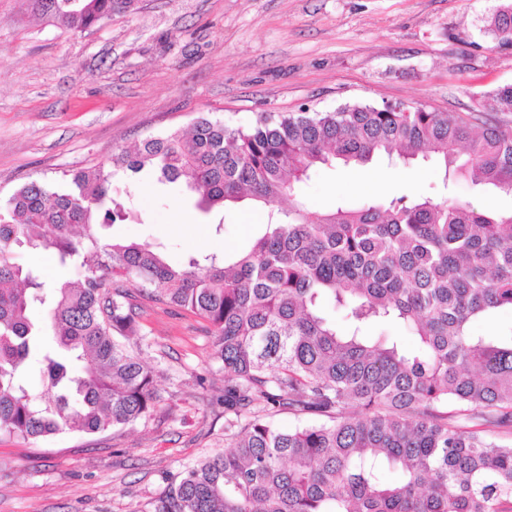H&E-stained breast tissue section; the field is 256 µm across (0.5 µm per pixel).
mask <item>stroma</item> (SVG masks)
<instances>
[{
	"label": "stroma",
	"instance_id": "stroma-1",
	"mask_svg": "<svg viewBox=\"0 0 512 512\" xmlns=\"http://www.w3.org/2000/svg\"><path fill=\"white\" fill-rule=\"evenodd\" d=\"M505 0H137L82 32L0 0V201L33 179L109 163L150 136L205 116L249 127L266 112L331 111L407 101L480 111L482 93L512 85V47L487 19ZM511 209L512 197L457 180L443 188L430 158L403 166L320 169L303 187L315 210L394 195ZM126 216L114 237L145 243L174 265L233 258L265 230L242 203L203 212L184 184L116 173ZM164 401L121 435L65 432L39 442L0 431V512H147L166 480L224 448V372L208 324L142 300Z\"/></svg>",
	"mask_w": 512,
	"mask_h": 512
}]
</instances>
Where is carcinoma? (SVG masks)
Instances as JSON below:
<instances>
[{
    "mask_svg": "<svg viewBox=\"0 0 512 512\" xmlns=\"http://www.w3.org/2000/svg\"><path fill=\"white\" fill-rule=\"evenodd\" d=\"M27 2L81 32L136 0ZM490 27L512 47V3ZM489 99L483 114L358 103L265 114L250 128L202 116L115 158L133 176L185 181L204 212L267 206L266 231L232 259L173 266L148 245L101 240L97 227L123 216L110 163L23 184L0 205V428L33 440L101 433L160 407L157 374L130 350L147 336L132 281L207 321L227 374L224 450L149 512H512V446L488 439L512 434V329L473 332L512 311V209L402 195L313 212L302 195L338 160L420 155L445 184L512 195V86ZM17 248L52 254L79 279L49 283L14 261ZM386 323L406 337L376 333ZM281 411L317 423L286 430L270 420Z\"/></svg>",
    "mask_w": 512,
    "mask_h": 512,
    "instance_id": "cac0c4a2",
    "label": "carcinoma"
}]
</instances>
